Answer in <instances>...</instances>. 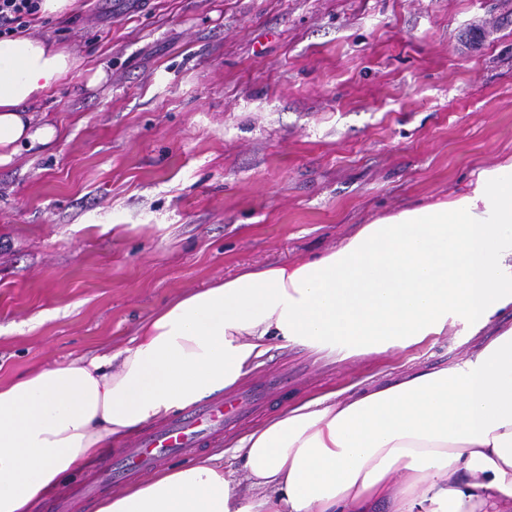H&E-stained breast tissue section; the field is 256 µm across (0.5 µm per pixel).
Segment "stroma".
<instances>
[{"instance_id":"stroma-1","label":"stroma","mask_w":512,"mask_h":512,"mask_svg":"<svg viewBox=\"0 0 512 512\" xmlns=\"http://www.w3.org/2000/svg\"><path fill=\"white\" fill-rule=\"evenodd\" d=\"M115 2L26 28L81 63L27 106L58 138L0 166L1 382L122 348L187 291L337 248L512 158V0ZM509 326L505 309L386 352L273 342L247 377L284 369L287 387L211 447L296 401L473 356ZM133 443L37 512H95L83 485Z\"/></svg>"}]
</instances>
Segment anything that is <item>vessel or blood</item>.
I'll list each match as a JSON object with an SVG mask.
<instances>
[{
    "label": "vessel or blood",
    "instance_id": "obj_1",
    "mask_svg": "<svg viewBox=\"0 0 512 512\" xmlns=\"http://www.w3.org/2000/svg\"><path fill=\"white\" fill-rule=\"evenodd\" d=\"M287 379L288 375L284 372L265 374L245 386L235 388L223 400L202 402L152 433L137 438L132 448L117 455L122 476L153 468L164 457L180 454L198 445L217 428L240 420L242 409L265 404L271 395L282 389Z\"/></svg>",
    "mask_w": 512,
    "mask_h": 512
}]
</instances>
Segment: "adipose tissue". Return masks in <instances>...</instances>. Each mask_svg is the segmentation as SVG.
I'll use <instances>...</instances> for the list:
<instances>
[{
  "instance_id": "1",
  "label": "adipose tissue",
  "mask_w": 512,
  "mask_h": 512,
  "mask_svg": "<svg viewBox=\"0 0 512 512\" xmlns=\"http://www.w3.org/2000/svg\"><path fill=\"white\" fill-rule=\"evenodd\" d=\"M52 42L0 39V165L56 135L25 103L77 68ZM512 307V160L449 199L362 225L341 247L246 269L161 307L130 343L0 383V512H35L139 425L251 370L272 341L376 351L481 327ZM223 453L167 469L96 512H512V326L474 357L288 408Z\"/></svg>"
}]
</instances>
